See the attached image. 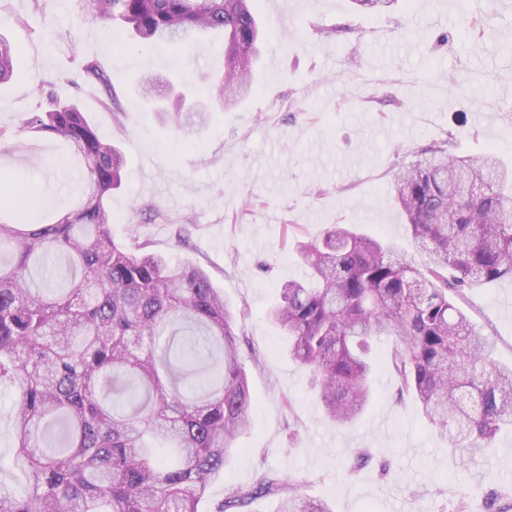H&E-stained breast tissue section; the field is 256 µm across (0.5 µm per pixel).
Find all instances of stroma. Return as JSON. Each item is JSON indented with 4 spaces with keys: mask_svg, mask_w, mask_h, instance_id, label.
I'll list each match as a JSON object with an SVG mask.
<instances>
[{
    "mask_svg": "<svg viewBox=\"0 0 512 512\" xmlns=\"http://www.w3.org/2000/svg\"><path fill=\"white\" fill-rule=\"evenodd\" d=\"M459 2L397 0L366 14L354 0H257L259 18L274 24L259 44L252 93L186 133L149 108L140 82L171 80L208 107L223 51L137 45L125 26L103 33L78 0H0V33L16 45V76L0 85V177L17 187V202L40 222L84 193L83 160L63 140L24 129L32 90L44 82L58 98L76 99L126 158L110 201L114 240L136 236L172 261L201 266L239 314L255 405L210 500L251 487L262 464L299 480L332 512H512V432L500 433L488 455L452 452L400 393L387 336L376 342L372 404L354 427L336 426L266 319L280 285L308 272L301 243L331 225L390 242L414 266L427 262L391 187L395 168L425 149L443 143L452 155L491 152L512 164V0H471L465 10ZM90 63L109 76L119 111L102 107L100 87L82 71ZM177 224L184 238L174 235ZM510 302V279L456 300L505 365ZM360 448L371 459L355 469Z\"/></svg>",
    "mask_w": 512,
    "mask_h": 512,
    "instance_id": "35a3bbf8",
    "label": "stroma"
}]
</instances>
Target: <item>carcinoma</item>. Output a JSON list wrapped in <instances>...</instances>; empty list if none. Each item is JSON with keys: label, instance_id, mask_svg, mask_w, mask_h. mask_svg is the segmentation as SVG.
I'll return each instance as SVG.
<instances>
[{"label": "carcinoma", "instance_id": "cac0c4a2", "mask_svg": "<svg viewBox=\"0 0 512 512\" xmlns=\"http://www.w3.org/2000/svg\"><path fill=\"white\" fill-rule=\"evenodd\" d=\"M84 13L124 24L142 45L186 43L201 28L227 33L224 75L210 97L229 105L252 87L260 34L255 0H80ZM87 76L117 105L97 65ZM14 75L0 36V84ZM26 121L66 140L87 165L84 199L48 224H28L10 183L0 212V388L12 391V463L23 488L0 482V512H199L249 426L253 398L239 359L235 314L197 265L112 239L107 200L124 157L75 100L40 84ZM179 127L203 113L166 112ZM465 178L484 185L460 196ZM395 199L428 255L420 269L393 247L336 224L300 246L310 276L280 288L266 318L288 358L310 376L325 414L354 424L372 398L371 344L393 336L401 393L414 397L452 450L475 457L512 428V367L456 305L464 290L512 278V168L496 156L431 157L394 172ZM275 496L278 512H332L300 482L259 465L211 512Z\"/></svg>", "mask_w": 512, "mask_h": 512}]
</instances>
